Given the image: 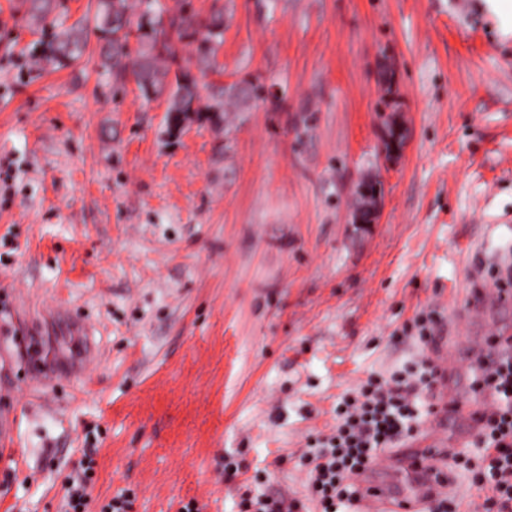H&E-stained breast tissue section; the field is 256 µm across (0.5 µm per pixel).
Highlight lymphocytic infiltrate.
Wrapping results in <instances>:
<instances>
[{
  "instance_id": "obj_1",
  "label": "lymphocytic infiltrate",
  "mask_w": 512,
  "mask_h": 512,
  "mask_svg": "<svg viewBox=\"0 0 512 512\" xmlns=\"http://www.w3.org/2000/svg\"><path fill=\"white\" fill-rule=\"evenodd\" d=\"M495 366L478 368L473 390L485 395V422L478 434L480 464L472 472L477 496L468 512H512V346L499 350ZM441 363L427 361L416 373L368 380L346 396L336 424L306 453L311 502L319 512H339L359 493V477L379 461L380 451L398 447L418 432L423 413L416 404L421 391H434ZM96 461L83 451L65 483V512H88L90 482Z\"/></svg>"
}]
</instances>
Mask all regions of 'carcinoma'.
<instances>
[{"label":"carcinoma","mask_w":512,"mask_h":512,"mask_svg":"<svg viewBox=\"0 0 512 512\" xmlns=\"http://www.w3.org/2000/svg\"><path fill=\"white\" fill-rule=\"evenodd\" d=\"M144 12L154 14L152 28L139 38V49L129 51L128 0H97L95 29L105 34L100 47L102 65L112 68L115 77L131 75L138 87L147 94L167 95L166 118L168 127L180 128L194 116L218 124L224 123V135L232 131L231 123L224 116L225 108L236 112L249 109L250 101L258 97L261 87L246 81L215 84L211 86L210 104L200 106L197 81L188 67L180 68L169 79L168 58H176V42L186 35L199 36L195 65L200 71L213 68L218 46L222 43L223 21L219 10L206 20L190 9L165 14L158 0H140ZM59 7L58 0H28V15L33 24L46 21ZM88 28L76 24L61 32L55 43L50 63L53 65L79 60L88 42ZM382 190L380 183H368V192L355 193L354 212L370 213L376 209Z\"/></svg>","instance_id":"cac0c4a2"}]
</instances>
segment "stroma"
I'll use <instances>...</instances> for the list:
<instances>
[{"label":"stroma","instance_id":"obj_1","mask_svg":"<svg viewBox=\"0 0 512 512\" xmlns=\"http://www.w3.org/2000/svg\"><path fill=\"white\" fill-rule=\"evenodd\" d=\"M224 12L217 80L262 86L231 133L79 61L19 74L95 0L32 28L0 0V512H60L81 449L92 512H240L304 498L301 456L371 377L419 371L425 307L466 336L479 272L512 255V17L489 0H161ZM404 144L385 152L390 122ZM382 185L376 223L352 192ZM71 311L86 339L51 321ZM34 331L61 369L28 383ZM239 467L235 480L225 462ZM241 506L244 512H301L306 506L297 498L285 496L268 497L265 499L251 497L247 492L241 495Z\"/></svg>","mask_w":512,"mask_h":512}]
</instances>
